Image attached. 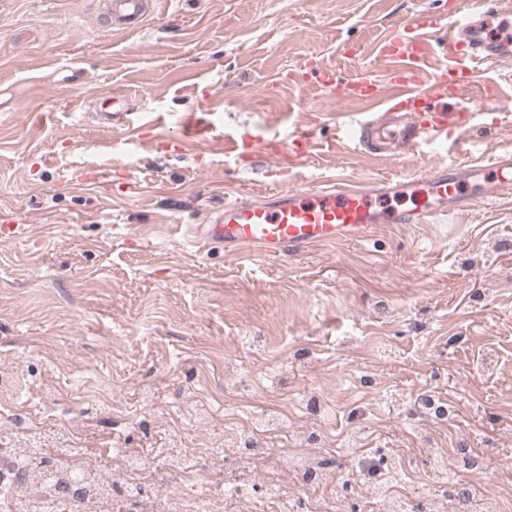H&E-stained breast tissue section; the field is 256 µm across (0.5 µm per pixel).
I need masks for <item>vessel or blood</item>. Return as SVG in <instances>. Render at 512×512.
<instances>
[{
	"mask_svg": "<svg viewBox=\"0 0 512 512\" xmlns=\"http://www.w3.org/2000/svg\"><path fill=\"white\" fill-rule=\"evenodd\" d=\"M148 14V0H107L111 30L134 34ZM512 23V0H455L448 13H419L372 54L347 47L358 68L347 77L317 70L319 87L339 101L366 106L363 117L337 119L336 145L375 157L425 155L445 143H467L478 109H502V96L482 95L486 70L512 63V37H492L494 23ZM99 125L128 114V98L115 92L97 97ZM173 145L185 148L206 126L197 113L180 120ZM264 157L265 145L244 137L224 140L232 159L244 151ZM512 194V153L491 165L449 162L413 177L382 176L359 183L328 179L276 193L242 192L225 199L222 212L193 229L199 247H223L225 254L281 259L362 241L385 224H432L448 219L488 194ZM400 199L411 200L397 208Z\"/></svg>",
	"mask_w": 512,
	"mask_h": 512,
	"instance_id": "vessel-or-blood-1",
	"label": "vessel or blood"
}]
</instances>
